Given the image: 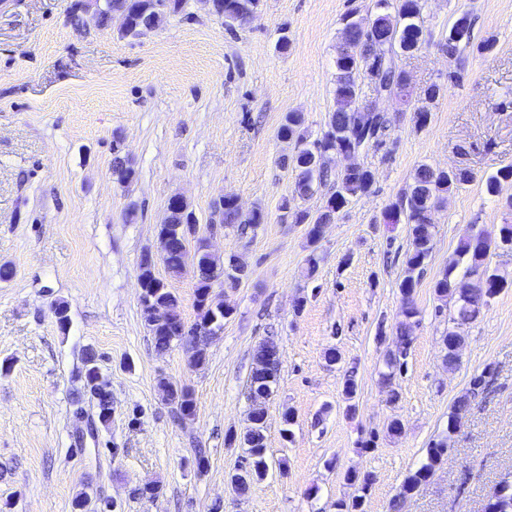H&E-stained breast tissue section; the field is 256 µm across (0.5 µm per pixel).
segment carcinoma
I'll list each match as a JSON object with an SVG mask.
<instances>
[{"label": "carcinoma", "mask_w": 512, "mask_h": 512, "mask_svg": "<svg viewBox=\"0 0 512 512\" xmlns=\"http://www.w3.org/2000/svg\"><path fill=\"white\" fill-rule=\"evenodd\" d=\"M159 0H102L100 25L109 23L111 16L120 13L126 16L129 27L120 31L122 38H138L142 29L149 26L158 29L166 20L184 11L186 0H168V9L157 7ZM386 0H377L380 13L375 18L376 25L369 29L360 20L348 21L344 25L341 43L336 52V87L334 98L336 107L328 113L326 128L322 138L308 141V133L304 127V116L300 112L288 113L281 124L278 136L294 143V153L282 159V167L291 170L294 178L292 197H285L279 204L283 222L308 224V235L311 241L319 238V227L330 224L336 219V213L351 200L367 194L374 182L373 174L363 167H355L336 177L333 191L316 213L312 214L300 208L296 200L312 197L320 186L330 181L326 165L318 157L320 151L343 149L352 143L369 142L380 144L387 124L383 113L376 111L373 100L362 99L360 74H367V86L370 92H389L395 96L407 93L408 79L405 71L399 66L397 59H392L389 67L378 63H367L371 58L377 41H394L393 53H412L418 50L423 42V30L407 20L413 14L421 13L420 0H393L394 5L388 7ZM213 13L226 23L243 21L244 15L254 11L260 0H211ZM512 180V165L502 167L496 174L486 180V192L497 196L501 192L502 183ZM467 182L463 170H440L429 165L419 166L413 176V184L405 200L390 205L384 213L388 224L404 223L408 225L410 246L406 253L405 276L399 284L401 295L400 313L403 319L397 326V350L387 353L386 371L381 374L384 385L388 388L389 402L398 400V393L392 389L393 379L406 365L408 349L413 341V326L419 314L415 306L414 293L417 275L422 273L425 261L431 254L434 239L432 212L443 195L451 194ZM261 210L253 211L251 218L242 219L236 202L231 197H222L215 204L208 223L220 224L226 228H237L245 232L248 224L263 223ZM189 225V214L177 207L169 208L168 223L161 224L157 230V238L170 237L178 240L162 264L167 271L179 277L187 272L196 280V303L199 310L198 319L190 326L180 316L179 301L167 284L157 278L153 272L154 265L142 264L143 288L145 303L150 308L143 309L145 326L152 336L154 348L159 353L168 351L173 343L179 342L184 336L195 337V344L189 349L191 361L198 366L204 363L209 337L204 331L224 326V320L233 314V308L213 297L210 289L219 280L236 288L248 278V274L239 271L228 258L224 263L206 250L205 239L196 238L194 249L184 246L183 228ZM512 246V223L503 224L498 234L488 236L484 232L469 234L464 237L457 248L458 260L465 266L468 281H459L454 274L456 266L452 265L434 284L436 295L443 299L455 298L454 313L451 326L444 336V344L448 350L446 360L453 367L458 361V350L464 344L465 337L461 327L477 319L484 307L486 299L495 296L501 289L512 286V279L491 268L487 257L491 251L501 249L505 245ZM268 355L266 375L257 376L256 369H251L248 382L265 388L272 394L273 386L281 364V354L277 343L272 340L259 342L253 357ZM84 367L87 372L80 375L82 387L76 392V399L85 393L90 394L97 408L98 419L106 424L112 419V401L106 389L107 380L100 377L96 367L95 352L85 351ZM158 389L163 398L173 405V415L184 419L194 415L196 402L192 389L186 385H176L165 378L158 381ZM469 398L459 397L448 417V434H453L460 415L466 411ZM262 412L254 415V423L238 434L227 436L228 444L239 443L244 449L246 461L244 471L232 477L235 490L246 492L250 485L263 479L269 466L265 456V429L261 423ZM448 439L432 443L427 450V462L409 474L403 484L401 496L405 497L417 491L433 475L447 452ZM493 512H512V485L504 482L497 490L496 500L490 504Z\"/></svg>", "instance_id": "cac0c4a2"}]
</instances>
